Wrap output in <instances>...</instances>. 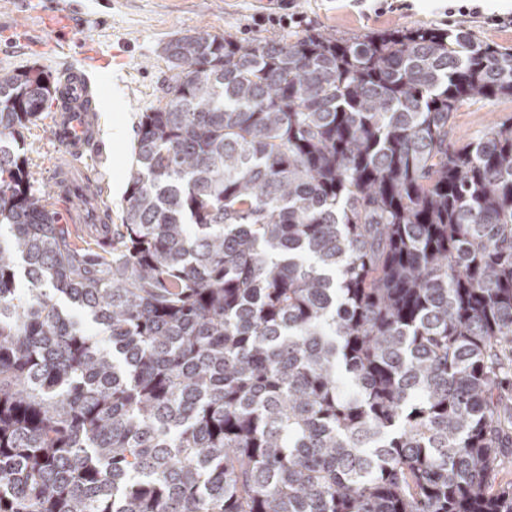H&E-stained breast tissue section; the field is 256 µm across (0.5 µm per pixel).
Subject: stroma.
<instances>
[{
    "label": "stroma",
    "mask_w": 512,
    "mask_h": 512,
    "mask_svg": "<svg viewBox=\"0 0 512 512\" xmlns=\"http://www.w3.org/2000/svg\"><path fill=\"white\" fill-rule=\"evenodd\" d=\"M72 7L78 31L69 38L37 26L19 28L0 0V75L37 67L60 77L65 65L80 63L81 43L112 59L110 69L95 82L99 111L100 153L85 154L81 163L105 188L113 223H120L126 205V173L130 165L139 119L157 106L170 75L163 54L165 44L189 29L228 33L262 40L278 37L292 42L324 32L350 37L393 28L461 29L477 39L512 48V0H482L480 14L460 15L449 10V0H401L382 7L380 0H60ZM299 13L300 24H269L271 15ZM50 112L23 132L24 152L41 185H50V173L60 153L50 138ZM512 117V98L473 100L453 114L452 138H478L494 122ZM126 125L130 136L117 143L113 125Z\"/></svg>",
    "instance_id": "35a3bbf8"
}]
</instances>
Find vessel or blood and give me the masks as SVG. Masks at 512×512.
Segmentation results:
<instances>
[{
	"instance_id": "b4317fda",
	"label": "vessel or blood",
	"mask_w": 512,
	"mask_h": 512,
	"mask_svg": "<svg viewBox=\"0 0 512 512\" xmlns=\"http://www.w3.org/2000/svg\"><path fill=\"white\" fill-rule=\"evenodd\" d=\"M39 14L45 29L60 32L76 28L70 9L52 5L40 9ZM109 65V58L96 52L85 58L81 66L64 71L60 91L66 106L52 114L50 137L62 149L56 160L55 191L63 200L79 201V208L72 213L77 223L109 221L103 187L94 183L79 163L80 158L98 144V113L89 108L88 102L94 73L107 70Z\"/></svg>"
}]
</instances>
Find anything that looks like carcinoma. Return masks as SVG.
Segmentation results:
<instances>
[{"mask_svg": "<svg viewBox=\"0 0 512 512\" xmlns=\"http://www.w3.org/2000/svg\"><path fill=\"white\" fill-rule=\"evenodd\" d=\"M108 256L0 75V512H512V48L459 29L165 47ZM512 117V98L473 100L464 103L453 114L452 139L459 143L478 138L486 127Z\"/></svg>", "mask_w": 512, "mask_h": 512, "instance_id": "cac0c4a2", "label": "carcinoma"}]
</instances>
